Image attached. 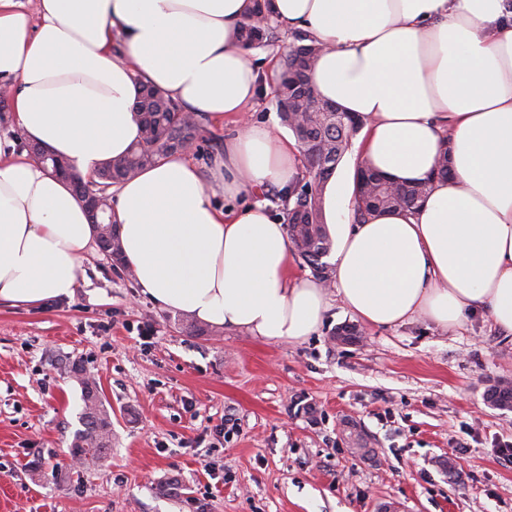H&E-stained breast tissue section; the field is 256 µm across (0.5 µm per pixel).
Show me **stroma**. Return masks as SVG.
Segmentation results:
<instances>
[{"mask_svg": "<svg viewBox=\"0 0 512 512\" xmlns=\"http://www.w3.org/2000/svg\"><path fill=\"white\" fill-rule=\"evenodd\" d=\"M319 331L297 343L239 329L190 336L99 248L73 296L0 302V512H512V335L481 314L447 333L416 319L362 327L327 285ZM79 361L112 408V446L72 463ZM352 424L373 448L353 453ZM465 444L458 457L457 444Z\"/></svg>", "mask_w": 512, "mask_h": 512, "instance_id": "stroma-1", "label": "stroma"}]
</instances>
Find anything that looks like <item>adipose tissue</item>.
Segmentation results:
<instances>
[{"mask_svg": "<svg viewBox=\"0 0 512 512\" xmlns=\"http://www.w3.org/2000/svg\"><path fill=\"white\" fill-rule=\"evenodd\" d=\"M0 0V88L28 140L88 176L142 137V85L215 122L246 111L260 69L238 39L253 0ZM284 30L323 52L321 99L364 123L360 163L431 180L414 213L354 219L352 182L325 198L334 286L370 327L419 318L444 331L483 313L512 334V0H272ZM123 48L113 51L114 39ZM447 158L452 180L433 179ZM299 173L294 138L245 122L210 181L179 152L116 188L123 256L164 309L270 341L315 334L325 288L291 274L286 226L263 190ZM225 205L214 203L213 187ZM97 229L70 185L23 153H0V302L73 296Z\"/></svg>", "mask_w": 512, "mask_h": 512, "instance_id": "ef3b65f1", "label": "adipose tissue"}]
</instances>
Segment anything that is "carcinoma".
<instances>
[{"instance_id":"obj_1","label":"carcinoma","mask_w":512,"mask_h":512,"mask_svg":"<svg viewBox=\"0 0 512 512\" xmlns=\"http://www.w3.org/2000/svg\"><path fill=\"white\" fill-rule=\"evenodd\" d=\"M291 37L293 45L279 57L280 76L275 98L282 122L298 142L302 168L288 193H278L273 199L288 226L293 254L318 281L329 283L333 279V267L323 258L331 253L333 241L323 219L324 191L352 139L359 133L360 124L348 113L338 112L335 106L318 98L313 89L302 95L293 88L290 76L295 71L307 75L317 61L321 47L303 31H295ZM280 38L270 0H254L250 16L239 29L240 43L253 49L273 45ZM136 110L142 123V141L126 155L109 161L97 173L94 190L106 197L112 185L134 177L139 170L172 153L176 146L184 147L207 132L204 114L185 111L158 88H148ZM430 190L427 182L398 183L371 169H362L355 177L358 217L364 219L374 213L412 208ZM107 243L112 245L113 261L123 263L114 224L101 225L98 245ZM67 373L79 381L83 401L82 428L73 435L70 455L78 460L100 459L112 448L110 411L97 382L87 375L81 363L72 362ZM487 399L500 409H512V387L496 385L487 393Z\"/></svg>"}]
</instances>
